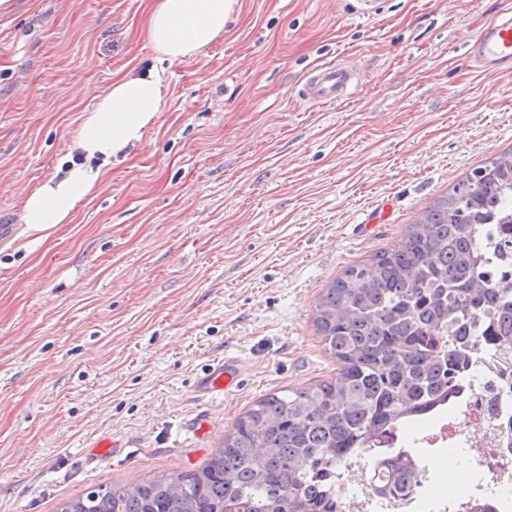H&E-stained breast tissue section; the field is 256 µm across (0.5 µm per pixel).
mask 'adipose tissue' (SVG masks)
Instances as JSON below:
<instances>
[{
    "label": "adipose tissue",
    "instance_id": "obj_1",
    "mask_svg": "<svg viewBox=\"0 0 512 512\" xmlns=\"http://www.w3.org/2000/svg\"><path fill=\"white\" fill-rule=\"evenodd\" d=\"M237 0H156L149 43L157 66L116 78L83 113L74 145L85 160L35 188L24 200L20 221L35 230L70 223L77 206L94 196L113 157L138 144L163 110L166 64L194 56L224 34Z\"/></svg>",
    "mask_w": 512,
    "mask_h": 512
}]
</instances>
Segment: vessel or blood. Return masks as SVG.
Listing matches in <instances>:
<instances>
[{
  "instance_id": "1",
  "label": "vessel or blood",
  "mask_w": 512,
  "mask_h": 512,
  "mask_svg": "<svg viewBox=\"0 0 512 512\" xmlns=\"http://www.w3.org/2000/svg\"><path fill=\"white\" fill-rule=\"evenodd\" d=\"M466 63L478 71L501 76L512 75V7L502 9L466 45ZM362 82L360 70L346 63L312 68L298 89L299 97L312 105L338 104L347 100ZM242 373L241 362L227 357L209 365L198 378V393H226Z\"/></svg>"
}]
</instances>
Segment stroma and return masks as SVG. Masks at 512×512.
<instances>
[{"mask_svg": "<svg viewBox=\"0 0 512 512\" xmlns=\"http://www.w3.org/2000/svg\"><path fill=\"white\" fill-rule=\"evenodd\" d=\"M503 2L386 0L366 22L345 0H237L221 38L168 65L156 125L42 232L19 222L25 197L96 93L155 63L149 0H14L0 15V512L199 469L251 403L336 375L314 323L323 288L512 148V77L462 56ZM344 60L362 89L298 98L310 69ZM388 199V223L360 233ZM227 355L238 387L199 394ZM104 437L120 451L87 467Z\"/></svg>", "mask_w": 512, "mask_h": 512, "instance_id": "stroma-1", "label": "stroma"}]
</instances>
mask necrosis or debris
Here are the masks:
<instances>
[{
    "label": "necrosis or debris",
    "mask_w": 512,
    "mask_h": 512,
    "mask_svg": "<svg viewBox=\"0 0 512 512\" xmlns=\"http://www.w3.org/2000/svg\"><path fill=\"white\" fill-rule=\"evenodd\" d=\"M461 396L452 410L434 416L429 429L403 431L393 438L404 448H467L475 466H462L466 477L480 475L488 497L500 512H512V437L503 424L512 416V371L496 353H481L461 377ZM358 481L350 493H339L340 512H448V500L426 485L414 495L389 499L374 493L377 477L370 461L354 454L344 463Z\"/></svg>",
    "instance_id": "1"
}]
</instances>
